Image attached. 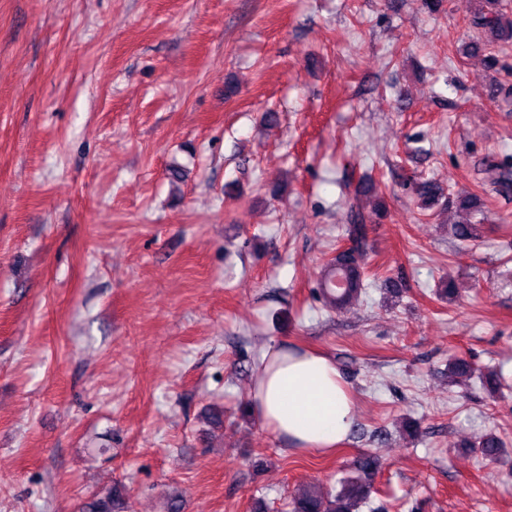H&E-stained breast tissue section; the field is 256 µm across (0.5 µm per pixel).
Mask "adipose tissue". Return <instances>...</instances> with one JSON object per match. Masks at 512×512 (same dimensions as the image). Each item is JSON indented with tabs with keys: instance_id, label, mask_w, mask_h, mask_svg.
I'll return each instance as SVG.
<instances>
[{
	"instance_id": "adipose-tissue-1",
	"label": "adipose tissue",
	"mask_w": 512,
	"mask_h": 512,
	"mask_svg": "<svg viewBox=\"0 0 512 512\" xmlns=\"http://www.w3.org/2000/svg\"><path fill=\"white\" fill-rule=\"evenodd\" d=\"M251 399L263 425L299 450L334 447L354 422L353 401L335 363L310 350L265 353Z\"/></svg>"
}]
</instances>
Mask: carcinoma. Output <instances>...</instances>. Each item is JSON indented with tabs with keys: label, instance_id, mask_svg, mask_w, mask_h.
<instances>
[{
	"label": "carcinoma",
	"instance_id": "obj_1",
	"mask_svg": "<svg viewBox=\"0 0 512 512\" xmlns=\"http://www.w3.org/2000/svg\"><path fill=\"white\" fill-rule=\"evenodd\" d=\"M471 23L480 29L485 38L465 46L464 53L475 56L486 52L496 41L512 40V16L500 10H475ZM491 181L504 188L512 185V168L505 164L490 169ZM417 195L425 207L431 206L438 195V188L430 181L417 186ZM448 207L461 214V220L452 225L451 231L458 240L466 242L475 238L476 225L483 223L485 216L478 195L448 197ZM349 232L353 244L346 251H338L322 268L318 292L324 306L339 309L359 301L365 293L363 256L366 245V229L362 215L354 218ZM483 460L498 462L503 456L501 440L494 434L478 442ZM378 458L364 454L349 467L348 475L340 480L341 489L336 493H325L310 487L292 498L291 512H359L369 502L373 492V480L378 471ZM123 493L115 488L104 497L91 499L81 505L80 512H121Z\"/></svg>",
	"mask_w": 512,
	"mask_h": 512
}]
</instances>
